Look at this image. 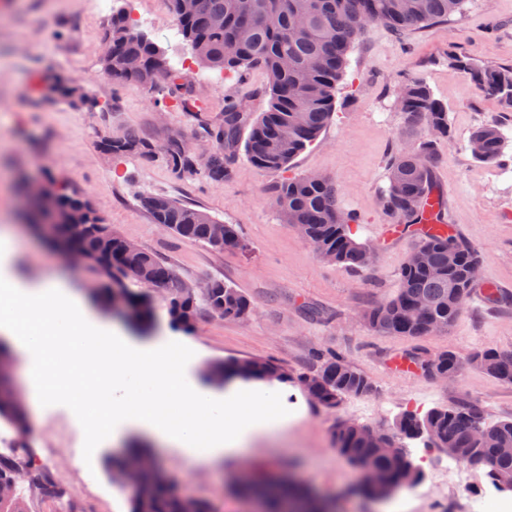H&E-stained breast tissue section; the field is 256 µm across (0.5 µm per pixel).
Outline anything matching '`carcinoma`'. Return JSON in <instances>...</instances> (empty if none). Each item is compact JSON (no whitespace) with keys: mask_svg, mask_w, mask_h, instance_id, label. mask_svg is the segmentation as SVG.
Listing matches in <instances>:
<instances>
[{"mask_svg":"<svg viewBox=\"0 0 512 512\" xmlns=\"http://www.w3.org/2000/svg\"><path fill=\"white\" fill-rule=\"evenodd\" d=\"M168 2L180 34L191 46L198 47V63L229 73L251 66L266 71L268 108L255 117L232 103L224 108L221 123L198 121L193 137L216 144V149L199 162L188 142L175 135L157 145L135 133L108 134L100 138L98 147L114 157L151 158L160 151L177 178H201L219 184L237 157L239 133L244 126H251L244 145L247 159L256 168L271 173L287 171L291 162L319 137L335 111L336 89L343 77L347 53L364 25L380 23L401 34L448 21L462 11L465 0H196L197 7L188 15L178 12L177 0ZM298 16L305 21L300 34L293 29ZM105 40L112 46V60L104 62L103 69L110 71L108 78L112 81H135L149 89L165 87L182 107L196 106L192 87L180 82L179 72L169 64L163 49L130 25L126 11H112ZM129 58L140 61L137 70L125 68ZM448 63L467 73L483 94L498 98L512 109V66L482 65L456 53L448 54ZM399 109L406 132L419 135V143L411 152L398 150L390 155L386 164L388 186L380 193L382 211L392 224H424V201L434 195L436 147L451 137L448 112L421 78H411L403 84ZM469 139H479L483 144L476 161L502 163L506 144L500 123L490 121L474 128ZM270 199L287 223L303 229L315 253L330 252L334 262L355 271L370 267L367 255L374 249L354 237L352 225L358 219L340 207L336 185L331 180H314L307 175L287 178L272 188ZM140 204L153 223L168 225V232L179 239L201 243L213 251L245 247L234 224L224 225V240L216 242L213 228L219 221L204 211L162 195L143 196ZM26 219L29 231L59 253H80L81 268L94 275L98 283L93 289L96 301L107 306L111 294L122 291L140 325L154 318L150 296L132 289L145 277L162 290L171 322L184 332L193 328L199 301L219 319H246L252 312L250 299L219 279L211 281L206 295L196 298L193 289L154 253L144 248L126 249L124 239L104 222L89 200L64 183L50 182L44 195L29 204ZM450 250L456 253L452 264L448 263ZM479 260V250L468 243L442 231L425 234L398 273L396 294L365 311L368 328L377 334L412 338L430 335L435 321L448 329L464 310L473 288L469 269ZM421 302L429 310L417 316L411 308ZM434 358L437 371L462 365L453 352L436 353ZM467 359L474 367L512 385V353L477 349ZM318 363L320 384L314 390L320 405L333 409L343 398L371 390L368 378L343 357L322 354ZM211 371L221 382L239 375L234 361L216 362ZM250 376L288 379L270 360L255 361ZM475 416L477 413L465 405L433 408L422 417L406 412L392 426V437L402 446L421 439L427 447L441 448L448 457L483 471L490 480L496 472L512 473V453L503 452L512 448V420L491 426V437L481 443L471 428ZM0 420L10 423L23 436L30 432L8 374H0ZM335 441L338 452L350 463L380 473L379 484L362 489L370 498L378 499L404 481L415 485L422 480L421 468L408 456L381 453L361 430L341 423L336 427ZM21 470L27 474L29 487L46 497L58 493L50 470L31 459L21 461L3 455L0 489L12 486ZM245 493L261 494L266 512H285L290 506L300 512L330 508L327 503L313 502L295 481L275 487L256 484ZM131 502L132 512H210L206 501L184 500L166 479L148 469L141 472Z\"/></svg>","mask_w":512,"mask_h":512,"instance_id":"1","label":"carcinoma"}]
</instances>
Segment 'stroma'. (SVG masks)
<instances>
[{"label": "stroma", "instance_id": "1", "mask_svg": "<svg viewBox=\"0 0 512 512\" xmlns=\"http://www.w3.org/2000/svg\"><path fill=\"white\" fill-rule=\"evenodd\" d=\"M141 19L140 28L177 66L183 82L215 124L229 101L257 114L268 107L267 76L257 67L225 73L198 64L180 34L167 0H117ZM109 16L89 0H0V225L16 224L22 210L18 180L55 177L90 200L97 213L125 239L155 252L188 284L213 278L241 289L254 305L243 321L212 317L199 310L192 332L169 324L163 301L155 319L140 328L92 302L90 276L41 240H24L13 257L17 273L31 281L48 273L75 290L94 314L140 339L166 336L186 354L193 376L206 364L268 358L288 374L287 426L256 439L235 463L260 471L263 479L298 478L309 492L328 499L334 512H380L359 491L363 473L334 444L336 426L349 421L377 428L402 413L425 414L435 407L466 404L486 423L512 419V385L468 368L458 382L435 381L420 369H396L415 350L453 351L465 356L478 348L512 353V182L495 178V166L475 161L468 149L471 130L490 120L512 129V112L479 92L466 73L449 66L462 52L483 63L512 65V0H467L463 13L444 23L398 35L382 24L368 25L347 56L336 90L333 117L319 138L291 163L286 174L268 173L238 155L223 183L181 180L163 154L146 160L101 153L106 134L136 133L164 143L176 130L193 132L196 118L164 90L103 80L102 57ZM76 78L89 99L83 106L47 95L53 77ZM424 79L448 110L450 141L438 147L434 179L446 202L449 235L483 254L478 282L491 285L493 298H469L448 331L418 339L379 335L363 313L392 297L397 275L417 247L418 227L387 236L380 206L388 184L385 164L392 151L415 148L396 106L403 82ZM318 174L335 181L343 210L356 213L355 236L375 247L373 265L360 273L321 260L270 203V190L283 176ZM160 194L238 225L245 247L216 252L159 231L141 208V195ZM332 351L371 382L369 393L328 409L301 383L317 368L315 355ZM71 405L50 406L28 439L0 422V454L33 457L54 473L59 494H22L28 512H130V495L109 467L116 448L90 441L73 424ZM423 478L409 489L405 512H450L456 494L448 480V455L410 442ZM80 464H73V453ZM158 462L182 494L210 503L212 512H260L242 495L222 465L188 467L174 452Z\"/></svg>", "mask_w": 512, "mask_h": 512}]
</instances>
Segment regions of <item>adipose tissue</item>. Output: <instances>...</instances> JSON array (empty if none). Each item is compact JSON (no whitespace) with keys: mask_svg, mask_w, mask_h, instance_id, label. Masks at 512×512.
Here are the masks:
<instances>
[{"mask_svg":"<svg viewBox=\"0 0 512 512\" xmlns=\"http://www.w3.org/2000/svg\"><path fill=\"white\" fill-rule=\"evenodd\" d=\"M16 236L13 228L0 230V340L23 366L32 423L50 404L72 400L75 427L94 441L111 445L133 432L191 466L234 457L254 433L284 428L278 391L236 378L214 407L208 386L188 378L182 351L167 340L141 341L95 319L59 279H16L7 269ZM80 368L100 376L108 394L73 391Z\"/></svg>","mask_w":512,"mask_h":512,"instance_id":"ef3b65f1","label":"adipose tissue"}]
</instances>
